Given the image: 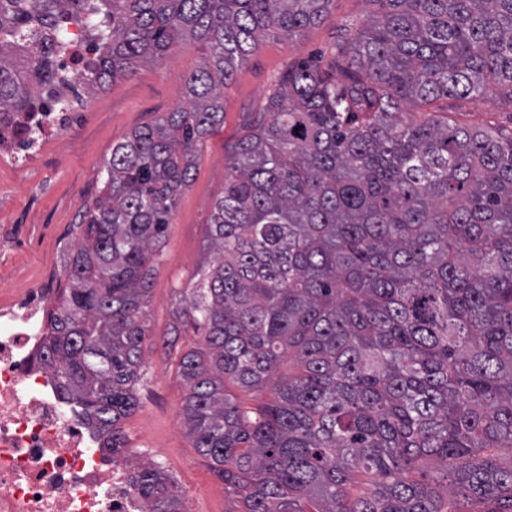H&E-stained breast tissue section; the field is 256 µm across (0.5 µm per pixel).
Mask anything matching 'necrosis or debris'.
I'll return each mask as SVG.
<instances>
[{"label":"necrosis or debris","instance_id":"1","mask_svg":"<svg viewBox=\"0 0 512 512\" xmlns=\"http://www.w3.org/2000/svg\"><path fill=\"white\" fill-rule=\"evenodd\" d=\"M67 40L80 59L67 84L38 87L42 124L56 132L73 115L59 98L78 99L88 75L87 14L68 15ZM0 300V512H146L129 458L102 454L92 429L60 394L42 359L48 314L45 288H14Z\"/></svg>","mask_w":512,"mask_h":512}]
</instances>
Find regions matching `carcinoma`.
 I'll list each match as a JSON object with an SVG mask.
<instances>
[{"label": "carcinoma", "mask_w": 512, "mask_h": 512, "mask_svg": "<svg viewBox=\"0 0 512 512\" xmlns=\"http://www.w3.org/2000/svg\"><path fill=\"white\" fill-rule=\"evenodd\" d=\"M78 0H0V122L37 111L30 79L67 83L56 48L28 73ZM333 0H94L100 84L158 61L176 41L209 55L187 106L112 145L86 203L67 285L48 312L43 361L102 437L138 406L153 262L224 88L270 31L298 43ZM380 12L276 84L229 158L200 279L177 325L202 338L180 358L194 447L242 512H452L448 485L485 512H512V135L438 115L442 98L512 105V0H372ZM417 105L425 115L402 119ZM295 373L270 384L281 362ZM272 401L242 408L228 384ZM441 467L431 482L416 462ZM147 512H180L151 464Z\"/></svg>", "instance_id": "1"}]
</instances>
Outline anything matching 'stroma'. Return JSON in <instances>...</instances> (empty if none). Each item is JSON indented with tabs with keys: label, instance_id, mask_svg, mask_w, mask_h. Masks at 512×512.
Listing matches in <instances>:
<instances>
[{
	"label": "stroma",
	"instance_id": "obj_1",
	"mask_svg": "<svg viewBox=\"0 0 512 512\" xmlns=\"http://www.w3.org/2000/svg\"><path fill=\"white\" fill-rule=\"evenodd\" d=\"M378 7L372 0H333L298 44L264 37L224 90V124L198 152L192 179L181 193L166 230L162 257L152 276L148 336L142 349L138 406L123 419V451L136 463H158L178 486L187 512H238L237 499L198 454L182 417L186 386L177 373L179 357L196 346L193 335L164 346L173 310L192 287L207 246V224L224 192L229 155L236 141L291 65L328 64L338 43L353 37ZM206 45L173 44L158 62L104 89L87 87L83 113L63 131L46 132L35 145L39 165L0 175V289L27 288L64 276L68 252L77 243L84 206L100 195L103 167L112 146L133 129L182 105L184 78L207 55ZM448 118L470 129L489 125L512 132V107L494 96L440 100Z\"/></svg>",
	"mask_w": 512,
	"mask_h": 512
}]
</instances>
